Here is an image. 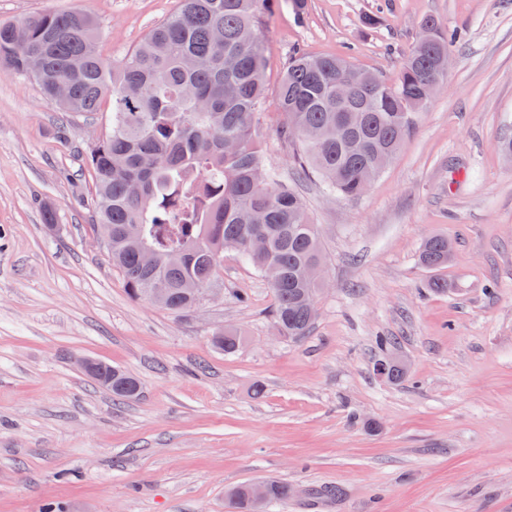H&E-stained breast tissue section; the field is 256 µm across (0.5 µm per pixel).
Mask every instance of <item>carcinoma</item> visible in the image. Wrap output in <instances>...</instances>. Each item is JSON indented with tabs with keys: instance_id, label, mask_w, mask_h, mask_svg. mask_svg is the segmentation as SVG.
Segmentation results:
<instances>
[{
	"instance_id": "carcinoma-1",
	"label": "carcinoma",
	"mask_w": 512,
	"mask_h": 512,
	"mask_svg": "<svg viewBox=\"0 0 512 512\" xmlns=\"http://www.w3.org/2000/svg\"><path fill=\"white\" fill-rule=\"evenodd\" d=\"M268 0H179L177 10L114 63L99 50L89 15L53 11L0 22V70L35 81L47 103L71 114L109 103L108 135L87 155L94 193L92 217L105 234L112 267L130 298L142 300L167 285L161 307L185 313L193 287L217 279L224 250L264 275L272 268V320L278 335L306 336L314 321L308 300L323 285L324 253L317 225L300 195L265 171L256 117L265 100L266 41L259 26ZM433 42L415 44L393 81L368 73L360 112L336 106V87L356 65L301 51L281 76L275 114L280 135L297 147L300 170L326 189L354 199L367 189V170L385 168L414 129L415 117L448 80V31L434 17ZM448 238L427 239L420 262L448 266ZM215 347L233 354L240 332L212 333ZM85 374L103 388L110 375L117 401L139 393L131 374L90 360ZM293 495L268 481L259 505L251 484L229 492L239 512H266Z\"/></svg>"
}]
</instances>
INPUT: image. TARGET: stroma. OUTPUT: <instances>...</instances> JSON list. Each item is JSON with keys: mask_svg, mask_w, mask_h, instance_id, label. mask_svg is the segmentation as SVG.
<instances>
[{"mask_svg": "<svg viewBox=\"0 0 512 512\" xmlns=\"http://www.w3.org/2000/svg\"><path fill=\"white\" fill-rule=\"evenodd\" d=\"M176 2L0 0V21L89 14L117 61ZM428 16L452 66L390 165L357 199L298 177L273 110L292 53L392 80ZM261 27L264 165L327 257L299 340L277 336L272 288L232 251L202 309L131 299L91 220L85 158L109 110L57 111L0 72V512H236L228 490L268 479L294 489L271 512H512V0H308L300 16L272 0ZM434 234L453 245L438 271L418 261ZM220 325L244 333L236 354L212 345ZM80 358L140 393L113 400ZM381 359L405 360L406 380L377 375ZM91 363V367L89 370H83V372L90 378H92L94 381H96L100 386L107 389L112 393V398L117 401L126 400L128 398H132L136 396L139 393L140 386L139 382L135 377H133L131 374L125 372L122 369L113 367L112 365L94 360V359H87ZM112 372V378L117 377L118 379H123L127 382L128 387L126 389H119L116 387H113L112 390L109 388V386L106 384V378L110 375Z\"/></svg>", "mask_w": 512, "mask_h": 512, "instance_id": "1", "label": "stroma"}]
</instances>
